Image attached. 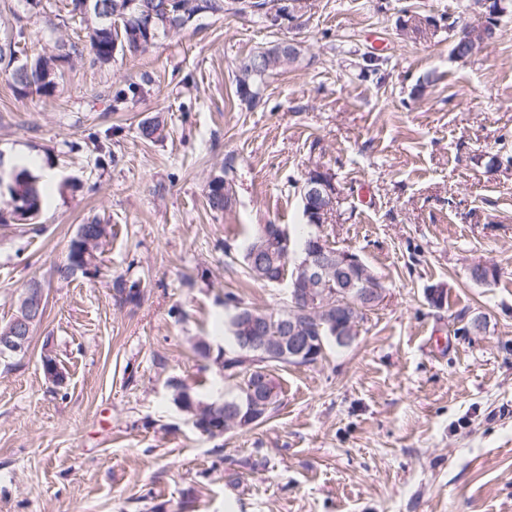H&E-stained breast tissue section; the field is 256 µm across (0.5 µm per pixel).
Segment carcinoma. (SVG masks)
<instances>
[{"label":"carcinoma","instance_id":"obj_1","mask_svg":"<svg viewBox=\"0 0 512 512\" xmlns=\"http://www.w3.org/2000/svg\"><path fill=\"white\" fill-rule=\"evenodd\" d=\"M228 0H101L103 8L96 12L86 8V0H66L64 9L68 20L85 27L86 39L75 41H56L54 50L39 56L30 64L35 70L27 72L23 65L15 66L11 71L13 87L23 93L50 92L56 87V80L61 69L70 64L75 57L87 55L94 65L105 66L112 62L116 52L126 50L130 53L144 52L172 32L183 30L181 21L185 18L200 17L205 13L222 17L226 13ZM155 12L157 18L147 24L145 14ZM285 67L277 46L263 48L238 61L237 87L239 97L249 106L259 101L260 87L265 78ZM148 82L130 83L127 88L119 90L115 102L134 99L146 92ZM9 190V198L18 202L14 208H0V224L15 222L14 213L21 209L27 220L33 221L40 216L45 196V189L39 187L38 178L26 168H16ZM231 183L224 175L210 179L207 185V205L214 212L226 211L232 202ZM110 235L107 225L96 220L78 226L76 236L71 240L67 260L56 268L60 280L70 281L81 275L92 278L97 275L101 246ZM319 233L311 232L297 238L280 224L256 225L251 239L245 248L243 260L249 277L264 284L274 280H291L293 268L290 267L284 252L286 243L302 248L311 244ZM265 239L268 251L275 257L272 262L259 264L251 260V253L260 239ZM140 282L130 281L122 276L112 279L113 299L119 304L134 303L140 296ZM225 302L233 305L234 313L228 322L229 347L213 352L209 342L201 339L194 344L198 356L216 364L224 354H243L239 339L253 332L251 315H264L272 322L286 318L293 305H288L282 312L240 305L236 295L228 293ZM173 401L191 420L192 425L202 434L211 435L212 430L224 425L226 413L233 409L245 414L260 400L271 405L266 416L254 422L258 426L271 416L280 405V387L274 375L241 374L237 376L236 394L224 400H209L202 397L194 388L181 381L171 383Z\"/></svg>","mask_w":512,"mask_h":512}]
</instances>
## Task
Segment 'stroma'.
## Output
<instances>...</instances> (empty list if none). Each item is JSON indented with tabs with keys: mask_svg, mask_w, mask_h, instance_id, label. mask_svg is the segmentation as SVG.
<instances>
[{
	"mask_svg": "<svg viewBox=\"0 0 512 512\" xmlns=\"http://www.w3.org/2000/svg\"><path fill=\"white\" fill-rule=\"evenodd\" d=\"M50 2L0 0V46L22 33L32 59L72 37ZM309 2L281 27L205 16L105 67L74 59L49 96H19L0 63V163L23 152L57 173L37 223L0 224V325L29 281L45 293L28 356L0 364V512H512V14L461 61L446 23L477 20L468 0ZM424 16L432 36L406 30ZM284 38L299 59L247 106L238 58ZM365 54L386 58L381 75ZM142 80L144 97L114 104ZM228 162L233 205L214 213L206 187ZM318 166L339 190L322 233L384 299L348 346L276 369L266 422L202 435L170 382L235 393L193 344L227 346L226 293L284 309L286 285L253 282L243 253L255 225L303 224ZM92 217L112 228L97 277L58 280ZM477 263L496 281H472ZM117 275L140 281L138 304L116 305ZM46 342L63 387L43 373Z\"/></svg>",
	"mask_w": 512,
	"mask_h": 512,
	"instance_id": "35a3bbf8",
	"label": "stroma"
}]
</instances>
